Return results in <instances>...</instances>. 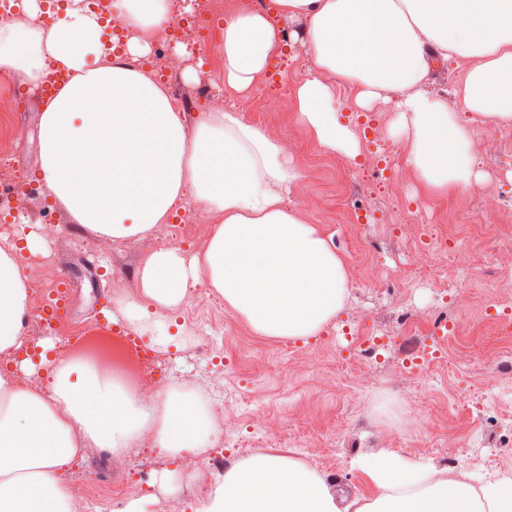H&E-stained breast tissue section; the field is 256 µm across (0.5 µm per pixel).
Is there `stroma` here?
I'll return each instance as SVG.
<instances>
[{"label":"stroma","mask_w":512,"mask_h":512,"mask_svg":"<svg viewBox=\"0 0 512 512\" xmlns=\"http://www.w3.org/2000/svg\"><path fill=\"white\" fill-rule=\"evenodd\" d=\"M214 2L215 12L205 22L213 42L194 51L178 47V54L186 59L185 68L165 79L164 86L172 96L208 91L209 97L222 98L225 108L232 110L238 109L244 98L258 102V111L245 113L244 119L286 145L291 165L300 174L286 204L307 223L321 225L329 236L346 263L349 295L336 317L318 335L304 341L255 335L204 281L198 283L197 293L177 308L162 311L168 341L157 348V369L163 371L173 364L202 387L222 388L221 430L251 440L247 448L222 445L217 455L201 457L205 491L213 490L216 478L224 473L225 461L234 462L272 446L290 451L324 475L336 492L351 497L363 489L354 460L382 448L441 475L445 472L441 454L448 446L452 425L463 430L470 442L469 447L457 451L461 473L480 484L496 483L500 468L512 471V449L488 447L473 452L471 446L480 443L483 432L473 420L512 414V380H497L486 391L476 384L477 377H494L495 354L501 343L496 326L482 321L472 299L480 294L512 297V279L500 274L507 259L505 246L512 240V216L504 212L490 217L479 211V194L486 186H497L512 198V122L481 123L459 106L458 92L472 60L458 58L437 65L428 89L453 107L457 123L470 132L478 183L445 195L423 193L402 152L405 136L397 122L394 100L380 99L362 110L351 89L332 85L340 120L350 121L359 137L360 154L353 159L321 151L295 110L262 107L269 81L280 80L294 90L314 72L313 57L300 43H293L287 54L274 56L267 73L245 94L227 89L224 71L216 63L217 39L223 33L225 16L247 0ZM11 90L29 98L28 105L15 115L29 134L16 146L14 159L22 182L34 186L40 165L43 104L35 98L36 88L24 73L0 72V93ZM391 180L403 185L401 197L387 193L385 185ZM303 194L310 197L306 209L297 202ZM42 203V208L20 216L0 209V249L12 248L2 225H15L22 236L35 235L43 242L41 251L19 254L21 276H28L30 268L49 255L68 270L69 302L57 314L62 324L79 330L91 321L126 323L117 295L126 290L136 299L141 288L127 286L119 271L140 267L150 252V242L165 233V226H156L142 238L119 240L121 255L104 259L96 256L85 235L65 233L71 219L54 199L46 196ZM397 224L403 225L402 233H394ZM418 224L448 235L457 248L442 259L433 279L414 287L400 277L399 269L414 254L412 240ZM465 263L477 265L479 273L464 279L460 299L452 307L459 330L448 339V362L405 379L395 370L402 361L396 353L390 363L369 369H331L343 344L342 327L354 329L367 323L377 308L382 311L380 329L389 336L398 330L396 311L428 318L440 306L437 288ZM198 318L223 327L224 354L235 360V368L218 374L195 364L192 323ZM71 470L82 473L94 496L102 495L106 478L120 479L142 470L148 475V488L140 499L142 512L196 510L182 493L188 483L185 464L174 456H156L137 448L124 463L115 464L104 451L91 448Z\"/></svg>","instance_id":"1"}]
</instances>
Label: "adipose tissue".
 I'll use <instances>...</instances> for the list:
<instances>
[{
  "instance_id": "adipose-tissue-1",
  "label": "adipose tissue",
  "mask_w": 512,
  "mask_h": 512,
  "mask_svg": "<svg viewBox=\"0 0 512 512\" xmlns=\"http://www.w3.org/2000/svg\"><path fill=\"white\" fill-rule=\"evenodd\" d=\"M281 17L302 18V45L318 67L297 88L295 109L317 145L356 157L359 142L339 123L329 81L348 85L358 106L396 99L406 162L425 192L471 186L473 141L448 104L426 89L436 64L477 58L462 88L465 109L512 121V0H274ZM23 20L0 27V67L41 84L56 66L70 81L40 118V180L77 224L112 238H137L166 223L183 200L222 213L205 249L148 255L132 303L141 327L156 308L178 307L207 281L259 336L316 335L348 296V272L320 225L285 204L297 172L288 152L237 112L204 113L195 128L164 87L114 60L102 14L68 0L44 26L40 0H21ZM130 27L167 21L168 0H112ZM285 44L283 27L244 6L224 20L219 56L225 85L248 90ZM29 290L15 254L0 250V356L17 351ZM47 389L0 373V512H72L68 473L87 449L123 457L143 436L172 455H200L218 432L190 394L135 397L108 372L74 359L48 361ZM368 488L354 512H512V482L470 489L435 477L388 449L356 462ZM198 512H342L324 476L289 452L269 448L226 468Z\"/></svg>"
}]
</instances>
